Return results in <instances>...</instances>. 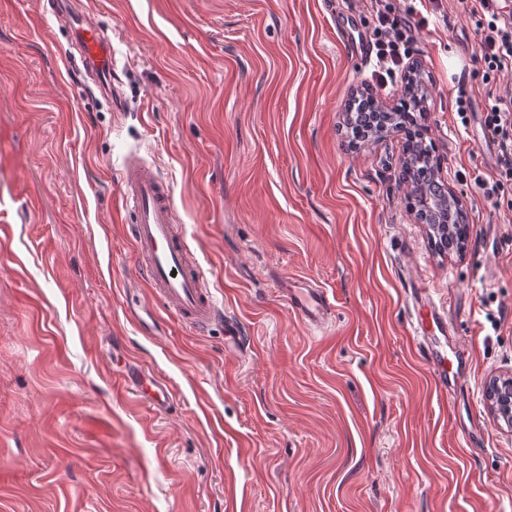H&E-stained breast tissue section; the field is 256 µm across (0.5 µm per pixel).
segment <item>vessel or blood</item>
Returning <instances> with one entry per match:
<instances>
[{
    "mask_svg": "<svg viewBox=\"0 0 512 512\" xmlns=\"http://www.w3.org/2000/svg\"><path fill=\"white\" fill-rule=\"evenodd\" d=\"M71 36L94 81L101 87H111L112 44L106 33L79 14L72 21ZM117 180L121 205L131 218L128 233L135 248L136 268L151 297L149 304L129 307L128 315L140 323L162 307L191 329H207L217 314L216 301L176 221L170 185L134 155L119 169ZM281 293L289 310L311 332L328 327L333 304L322 289L301 281H288ZM447 333L448 324L430 296H421L414 339L426 349L433 374L444 383L460 377L454 359L441 346V338Z\"/></svg>",
    "mask_w": 512,
    "mask_h": 512,
    "instance_id": "vessel-or-blood-1",
    "label": "vessel or blood"
}]
</instances>
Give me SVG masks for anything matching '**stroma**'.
Wrapping results in <instances>:
<instances>
[{
    "mask_svg": "<svg viewBox=\"0 0 512 512\" xmlns=\"http://www.w3.org/2000/svg\"><path fill=\"white\" fill-rule=\"evenodd\" d=\"M84 3L113 97L56 0H0V512H512V427L486 400L512 375V187L494 204L473 184L494 151L463 0L427 12L412 55L417 128L466 206L459 254L409 210L403 133L350 144L362 0ZM130 153L173 186L223 315L204 332L124 315L150 299L118 200ZM283 278L328 293L326 335ZM422 289L462 357L451 393L412 337ZM118 359L168 405L121 388ZM71 36L93 80L103 89H112V43L106 33L80 13L73 18Z\"/></svg>",
    "mask_w": 512,
    "mask_h": 512,
    "instance_id": "stroma-1",
    "label": "stroma"
}]
</instances>
